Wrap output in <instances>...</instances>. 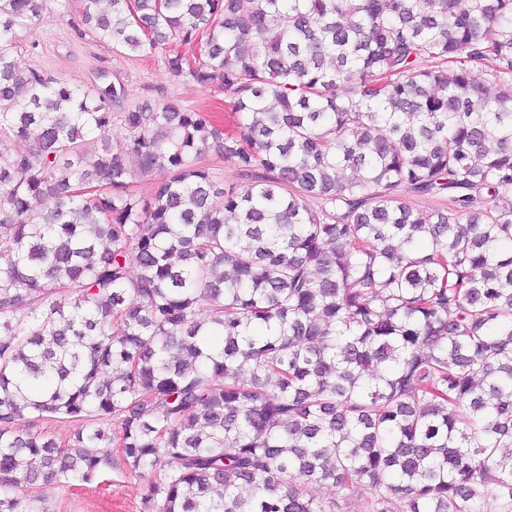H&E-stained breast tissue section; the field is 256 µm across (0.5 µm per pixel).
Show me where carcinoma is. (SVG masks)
I'll list each match as a JSON object with an SVG mask.
<instances>
[{
	"instance_id": "1",
	"label": "carcinoma",
	"mask_w": 512,
	"mask_h": 512,
	"mask_svg": "<svg viewBox=\"0 0 512 512\" xmlns=\"http://www.w3.org/2000/svg\"><path fill=\"white\" fill-rule=\"evenodd\" d=\"M39 12L0 0V512L98 477L114 418L147 512H512V203L472 208L512 191V0H81L238 135L20 66ZM207 161L212 165L211 167L214 169L215 176L224 189L233 186L240 191L248 184V180L238 176V168L234 159L209 154ZM25 426V428H30L33 431L54 436L62 443L68 440L70 432L73 429V424L54 419H30V422L26 423ZM310 494L320 499H336L340 508L338 512H363L364 503L372 497V490L367 484H362L350 491H338L326 485H316L309 488Z\"/></svg>"
}]
</instances>
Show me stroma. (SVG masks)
I'll use <instances>...</instances> for the list:
<instances>
[{
  "label": "stroma",
  "instance_id": "stroma-1",
  "mask_svg": "<svg viewBox=\"0 0 512 512\" xmlns=\"http://www.w3.org/2000/svg\"><path fill=\"white\" fill-rule=\"evenodd\" d=\"M39 6L36 26L19 36L17 60L21 66L65 74L72 84L83 88L95 85L97 73L103 72L121 83L123 108L172 99L207 111L226 133H238L231 98L222 89L171 77L158 55L116 53L111 44L99 41L82 24L80 0H39ZM150 481V476L131 473L116 451L111 467L93 483L54 488L31 485L23 494L44 499L46 512H145Z\"/></svg>",
  "mask_w": 512,
  "mask_h": 512
}]
</instances>
